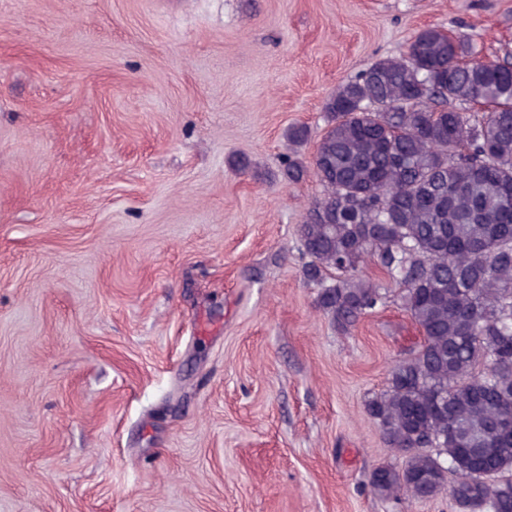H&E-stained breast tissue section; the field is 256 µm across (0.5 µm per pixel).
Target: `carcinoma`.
Returning <instances> with one entry per match:
<instances>
[{
    "label": "carcinoma",
    "instance_id": "1",
    "mask_svg": "<svg viewBox=\"0 0 512 512\" xmlns=\"http://www.w3.org/2000/svg\"><path fill=\"white\" fill-rule=\"evenodd\" d=\"M438 27L372 63L324 103L327 128L284 179L321 186L299 226L304 276L337 330L400 292L422 341L367 403L399 467L374 471L382 498L447 495L462 512H512V61ZM490 110L476 120L466 106Z\"/></svg>",
    "mask_w": 512,
    "mask_h": 512
}]
</instances>
